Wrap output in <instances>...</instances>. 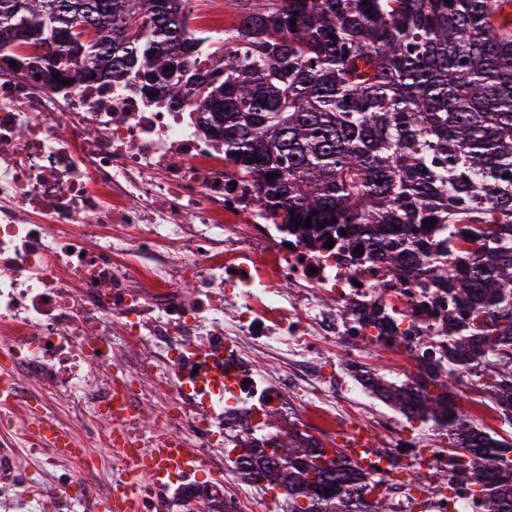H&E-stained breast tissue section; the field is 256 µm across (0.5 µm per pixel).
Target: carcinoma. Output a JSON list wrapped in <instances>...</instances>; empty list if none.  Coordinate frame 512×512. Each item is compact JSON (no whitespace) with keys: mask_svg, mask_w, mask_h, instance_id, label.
I'll return each mask as SVG.
<instances>
[{"mask_svg":"<svg viewBox=\"0 0 512 512\" xmlns=\"http://www.w3.org/2000/svg\"><path fill=\"white\" fill-rule=\"evenodd\" d=\"M65 2L0 0V53L45 50L16 62L50 78L115 73L173 102L195 94L206 133L267 210L288 225L312 217L301 233L363 245L394 278L443 266L453 250L466 258L437 282L458 309L441 359L410 348L419 367L406 380L375 369L363 380L454 448L447 481L417 485L419 512L445 490L476 512H512V440L462 405L475 391L512 425V0H250L222 46L187 36L189 0H102L88 40ZM200 52L224 58L218 77L187 78ZM322 448L290 430L270 454L239 449L238 473L283 489L287 512H378V477L339 451L308 480Z\"/></svg>","mask_w":512,"mask_h":512,"instance_id":"1","label":"carcinoma"}]
</instances>
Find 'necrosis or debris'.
<instances>
[{
	"instance_id": "1",
	"label": "necrosis or debris",
	"mask_w": 512,
	"mask_h": 512,
	"mask_svg": "<svg viewBox=\"0 0 512 512\" xmlns=\"http://www.w3.org/2000/svg\"><path fill=\"white\" fill-rule=\"evenodd\" d=\"M234 22L195 0L188 33L223 38ZM196 97L170 108L106 78L79 86L0 61V368L15 401L0 407V512H73L49 481L60 459L18 409L46 423L69 410L83 450L68 485L125 480L113 431L144 445L180 435L200 462L163 483L143 478L152 512L210 475L205 512H236L249 494L226 446L262 441L288 390L324 424L345 403L377 407L358 379L363 339L438 358L446 289L398 281L369 253L325 247L266 216L254 183L224 158ZM380 307L391 329L366 323ZM340 388L322 377L335 344ZM112 451L102 459L97 449ZM43 463L32 466L30 455Z\"/></svg>"
}]
</instances>
